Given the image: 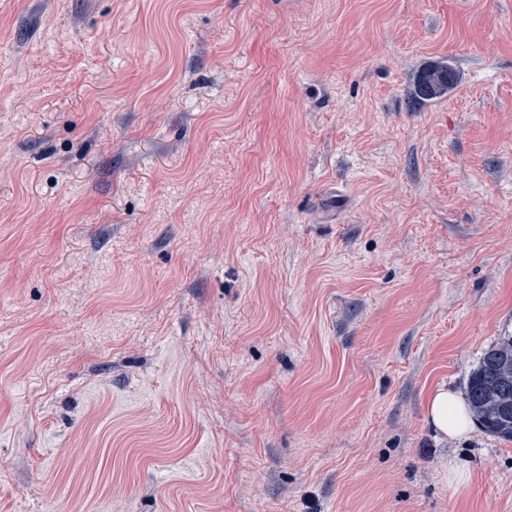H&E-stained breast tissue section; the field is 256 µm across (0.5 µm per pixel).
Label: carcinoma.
<instances>
[{
  "label": "carcinoma",
  "mask_w": 512,
  "mask_h": 512,
  "mask_svg": "<svg viewBox=\"0 0 512 512\" xmlns=\"http://www.w3.org/2000/svg\"><path fill=\"white\" fill-rule=\"evenodd\" d=\"M457 83L455 69L447 62L434 63L414 79L411 96L416 101L439 98ZM512 336L485 350L471 371L467 400L481 427L503 440L512 441Z\"/></svg>",
  "instance_id": "cac0c4a2"
}]
</instances>
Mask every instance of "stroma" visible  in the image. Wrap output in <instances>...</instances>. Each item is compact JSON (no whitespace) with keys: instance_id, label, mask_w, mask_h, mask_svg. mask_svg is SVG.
Segmentation results:
<instances>
[{"instance_id":"1","label":"stroma","mask_w":512,"mask_h":512,"mask_svg":"<svg viewBox=\"0 0 512 512\" xmlns=\"http://www.w3.org/2000/svg\"><path fill=\"white\" fill-rule=\"evenodd\" d=\"M506 336L512 0H0V512H512ZM457 83L455 69L442 61L423 69L414 79L411 96L416 101L439 98ZM512 336L485 350L471 371L467 400L481 427L503 440L512 441ZM504 369H507V374ZM426 411L429 424L448 440L459 439L473 428L472 416L463 398L444 385L431 393Z\"/></svg>"}]
</instances>
